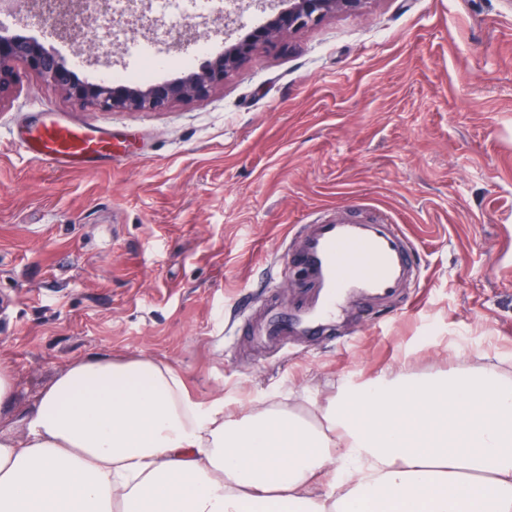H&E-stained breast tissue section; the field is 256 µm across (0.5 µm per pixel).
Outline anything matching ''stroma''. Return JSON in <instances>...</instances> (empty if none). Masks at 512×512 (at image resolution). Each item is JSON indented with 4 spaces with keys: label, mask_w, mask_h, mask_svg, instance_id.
<instances>
[{
    "label": "stroma",
    "mask_w": 512,
    "mask_h": 512,
    "mask_svg": "<svg viewBox=\"0 0 512 512\" xmlns=\"http://www.w3.org/2000/svg\"><path fill=\"white\" fill-rule=\"evenodd\" d=\"M208 13L212 53L266 11ZM158 11L117 29L109 52L72 47L26 0L4 31L54 49L79 79L137 70L130 43L204 63L196 28L160 39ZM0 101V361L15 437L76 360L150 356L201 401L223 395L315 421L345 379L406 365L417 375L500 360L512 380V0H370L241 64L206 97L163 112L101 111L24 65ZM111 133L117 162L55 168L14 135L41 113ZM378 214L412 238L419 287L361 308L288 355L229 329L305 290L284 247L313 214Z\"/></svg>",
    "instance_id": "stroma-1"
}]
</instances>
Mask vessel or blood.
Here are the masks:
<instances>
[{"label": "vessel or blood", "mask_w": 512, "mask_h": 512, "mask_svg": "<svg viewBox=\"0 0 512 512\" xmlns=\"http://www.w3.org/2000/svg\"><path fill=\"white\" fill-rule=\"evenodd\" d=\"M19 148L47 166L64 159L115 157L112 141L74 123L45 122L28 128ZM292 264L306 276L307 294L294 307L271 306L253 339L280 349L292 337L328 335L352 302H380L402 286L420 282L414 244L387 218L366 223L344 214L317 217L296 231Z\"/></svg>", "instance_id": "b4317fda"}]
</instances>
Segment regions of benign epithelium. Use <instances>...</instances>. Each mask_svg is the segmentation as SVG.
<instances>
[{
  "label": "benign epithelium",
  "instance_id": "1",
  "mask_svg": "<svg viewBox=\"0 0 512 512\" xmlns=\"http://www.w3.org/2000/svg\"><path fill=\"white\" fill-rule=\"evenodd\" d=\"M109 0H59L67 11H83L91 7L107 9ZM369 0H288V7L269 16L260 28L243 39L224 47V53L208 60L198 70L163 84L146 87L116 84L108 81L85 83L78 80L63 60L35 39L0 36V101L15 82V66L25 65L36 75L49 81L68 99L101 109L166 110L172 105L207 96L224 84V79L241 63L257 52L274 48L284 38L325 17L347 13L358 15Z\"/></svg>",
  "mask_w": 512,
  "mask_h": 512
}]
</instances>
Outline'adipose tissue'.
Masks as SVG:
<instances>
[{
    "mask_svg": "<svg viewBox=\"0 0 512 512\" xmlns=\"http://www.w3.org/2000/svg\"><path fill=\"white\" fill-rule=\"evenodd\" d=\"M310 425L225 414L150 357L75 361L0 429V512H512V381L492 366L344 383Z\"/></svg>",
    "mask_w": 512,
    "mask_h": 512,
    "instance_id": "adipose-tissue-1",
    "label": "adipose tissue"
}]
</instances>
